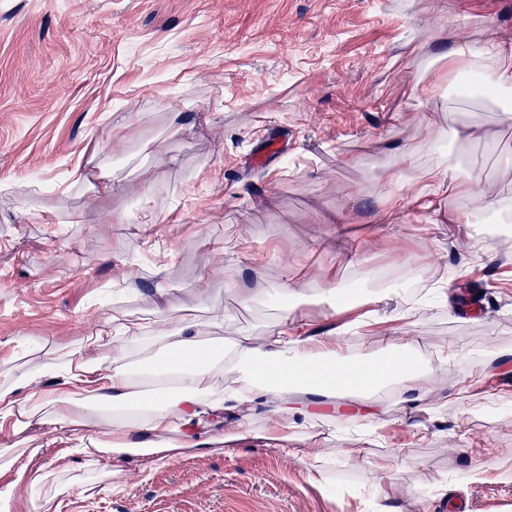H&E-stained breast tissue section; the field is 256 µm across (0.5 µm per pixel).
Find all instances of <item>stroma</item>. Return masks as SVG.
Listing matches in <instances>:
<instances>
[{
  "label": "stroma",
  "instance_id": "obj_1",
  "mask_svg": "<svg viewBox=\"0 0 512 512\" xmlns=\"http://www.w3.org/2000/svg\"><path fill=\"white\" fill-rule=\"evenodd\" d=\"M444 28L512 40V0H0V365L35 367L40 346L65 357L118 313L262 339L288 274L306 286L304 321L320 327L323 285L366 293L360 257L388 285L435 273L425 307L346 344L361 354L407 337L432 370L423 409L389 388L373 418L319 408L294 456L256 440L151 470L121 459L99 494L71 491L60 512H372L362 465L389 455V512H448L452 496L512 512V288L497 244L474 236L477 212L466 224L412 209L376 219L388 139H410L420 167L460 159L480 186L512 193V119L494 103L451 111L456 73L434 59ZM436 75L440 92L425 100ZM464 123L486 142L455 140ZM88 160L118 178L112 194L84 180ZM227 237L235 249L218 252ZM476 265L483 315L461 316L442 295ZM236 274L250 305L225 289ZM444 342L458 353L440 368ZM53 429L47 416L29 431L35 466L64 457L62 481L98 477Z\"/></svg>",
  "mask_w": 512,
  "mask_h": 512
}]
</instances>
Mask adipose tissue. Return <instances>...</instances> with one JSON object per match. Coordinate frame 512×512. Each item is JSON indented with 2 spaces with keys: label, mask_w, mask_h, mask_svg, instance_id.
Segmentation results:
<instances>
[{
  "label": "adipose tissue",
  "mask_w": 512,
  "mask_h": 512,
  "mask_svg": "<svg viewBox=\"0 0 512 512\" xmlns=\"http://www.w3.org/2000/svg\"><path fill=\"white\" fill-rule=\"evenodd\" d=\"M444 49L439 61H464L457 78L483 77L494 89L512 93V41L477 43L447 32L438 35ZM393 177L398 193L388 195L379 212L387 219L410 204L452 224L468 221L470 208L491 205L488 193L458 166L420 170L406 147L395 150ZM301 290L287 277L277 289L281 323L263 341L251 336H216L203 340L194 322L179 320L169 329L144 335L138 323L100 322L93 336L66 361L46 358L39 368L14 366L13 380L0 385V434L22 433L43 411H50L54 438L75 448L87 463L103 469L109 454L128 455L154 468L173 462L176 447L207 451L211 428L226 429L225 441L257 439L252 412L258 399L275 401L276 412L306 414L308 407L335 404L348 390L361 391L351 402L357 415L374 414L372 390L412 382L424 370L412 355L409 341H390L385 355L351 356L333 345L324 331L299 323ZM155 352L147 372L173 379L161 398H145L142 379L131 372L126 356L138 343ZM234 383L216 385L219 375ZM110 432H103V425Z\"/></svg>",
  "instance_id": "obj_1"
}]
</instances>
